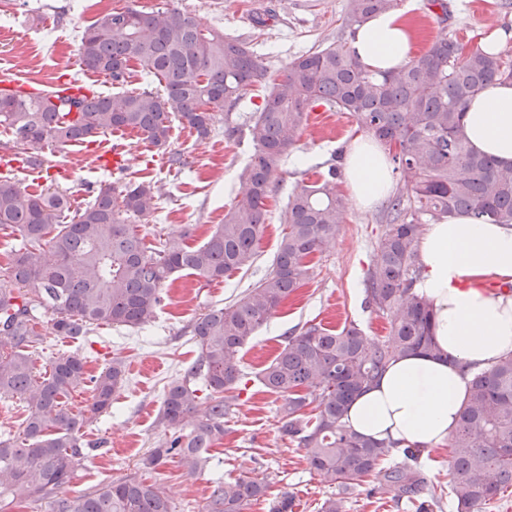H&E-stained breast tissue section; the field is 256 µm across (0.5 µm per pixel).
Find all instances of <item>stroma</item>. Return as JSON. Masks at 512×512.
<instances>
[{"label": "stroma", "mask_w": 512, "mask_h": 512, "mask_svg": "<svg viewBox=\"0 0 512 512\" xmlns=\"http://www.w3.org/2000/svg\"><path fill=\"white\" fill-rule=\"evenodd\" d=\"M446 10L427 11L424 0H403L402 9L416 31L414 54L424 52L438 32H446L465 48H478L482 38L498 29L512 31V0H446ZM164 0H103L86 9L81 0H0V71H11L22 84H51L71 74L98 92L112 94V81L82 69L78 47L84 29L100 13L133 6L154 11ZM176 7L195 15L206 28L246 41L268 67L280 75L298 53L324 46L340 33L346 0H176ZM273 11L275 20L254 25L253 16ZM225 111L214 113L208 139L174 125L171 150L188 161L182 172L170 171L167 158L152 154L136 133L126 140V168H103L80 145L57 148L45 183L67 190L73 207H81L96 191L111 183L149 180L159 187L158 210L140 221L147 243L185 235L189 245H201L243 190L240 173L253 153L248 138L226 139ZM356 120L348 113L318 105L306 115L301 138L278 173L267 203L258 257L248 272H236L222 282L206 284L190 275L178 276L163 290L155 319L136 328L96 329L77 340L55 335L52 315L39 311L44 341L33 354L37 370L64 352L87 360L97 374L112 358H122L130 371L115 394L112 412L86 428L85 456L75 478L61 494L77 499L104 484L137 473L166 487L175 512H205L211 482L245 474L271 481L274 491L295 498L294 512H319L332 490L314 476L296 445L281 440L280 402L265 391L256 374L282 348L285 335L307 323L329 329L355 322L367 336L385 340L387 317L365 308L363 282L387 229L385 203L361 210L349 207L334 245L315 256L306 284L294 292L259 329L241 352L243 389L228 419V431L213 448L204 471L187 475L177 460L145 468L152 448L168 434L159 421L164 391L182 382L198 356L190 336L192 323L209 309L221 307L265 275L284 234L282 213L288 195L304 178H317L334 163L338 150L357 138ZM345 512H411L403 503L376 489L373 482L355 483L346 495Z\"/></svg>", "instance_id": "1"}]
</instances>
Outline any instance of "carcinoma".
I'll list each match as a JSON object with an SVG mask.
<instances>
[{
  "instance_id": "carcinoma-1",
  "label": "carcinoma",
  "mask_w": 512,
  "mask_h": 512,
  "mask_svg": "<svg viewBox=\"0 0 512 512\" xmlns=\"http://www.w3.org/2000/svg\"><path fill=\"white\" fill-rule=\"evenodd\" d=\"M402 2L347 0L341 27L353 33L371 16L401 9ZM78 56L85 70L121 86L135 63L161 89H127L115 96H87L80 85L74 92L52 88L36 94L1 89L0 102L8 105L0 106V127L11 133V151L32 165L44 164L37 154L44 142L85 143L117 129L134 130L144 142L165 149L177 121L205 140L214 110L235 109L254 87L265 88V95L245 123L226 122L225 135H247L253 154L243 171L244 190L197 247L183 236L146 245L131 219L157 210L160 190L149 181L105 185L71 217L64 192L49 187L34 195L14 178L0 176V230L20 237L7 268L15 287L0 288V396L18 397L25 412L22 437L0 438V512L43 500L53 512H173L164 487L136 474L74 501L59 495L84 458L85 428L112 409L126 369L115 357L90 375L85 359L73 352L52 359L48 373L36 374L32 353L43 343L36 312L52 311L53 333L77 339L102 325L152 322L176 272L211 283L248 271L258 256L277 170L316 103L349 113L384 148L395 142L400 149L392 155L399 177L388 202L393 223L365 288V305L390 317V334L377 342L353 322L339 330L305 325L284 338L258 380L283 400L281 439L304 449L310 471L336 488L320 512H343L344 494L370 477L415 512H432L441 497L427 488L423 450H398L362 436L345 416L352 399L399 358L440 354L432 309L415 289L425 224L467 215L512 226V167L473 152L461 129L472 97L492 81H512V59L480 49L466 52L441 33L404 66L375 73L340 35L292 58L274 79L243 40L204 29L193 14L174 6L113 9L84 30ZM337 176L331 166L318 179L295 186L269 272L235 301L192 324L199 355L183 382L165 391L159 421L170 435L145 466L176 457L194 474L209 462V450L224 439V419L239 397L242 349L304 284L311 256L334 243L345 221L348 203ZM45 245V254H36ZM89 384L92 402L73 411L70 396ZM201 387L206 410L199 415ZM450 448L448 498L455 512H482L501 489L512 487V355L473 376ZM269 489L264 478L219 479L206 512H246Z\"/></svg>"
}]
</instances>
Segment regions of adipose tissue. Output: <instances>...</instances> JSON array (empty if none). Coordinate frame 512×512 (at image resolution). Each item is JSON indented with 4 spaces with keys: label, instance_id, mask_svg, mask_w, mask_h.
<instances>
[{
    "label": "adipose tissue",
    "instance_id": "obj_1",
    "mask_svg": "<svg viewBox=\"0 0 512 512\" xmlns=\"http://www.w3.org/2000/svg\"><path fill=\"white\" fill-rule=\"evenodd\" d=\"M414 34L393 12L364 23L350 42L373 70L404 64ZM469 148L512 166V83L494 81L465 108ZM344 178L357 207L383 200L393 165L372 138H360L344 158ZM423 273L415 288L432 305L440 355L412 354L394 362L376 385L358 394L347 411L357 433L399 447L446 444L469 393L471 372L512 354V227L469 216L429 225L421 245ZM496 282L488 290L486 282Z\"/></svg>",
    "mask_w": 512,
    "mask_h": 512
}]
</instances>
